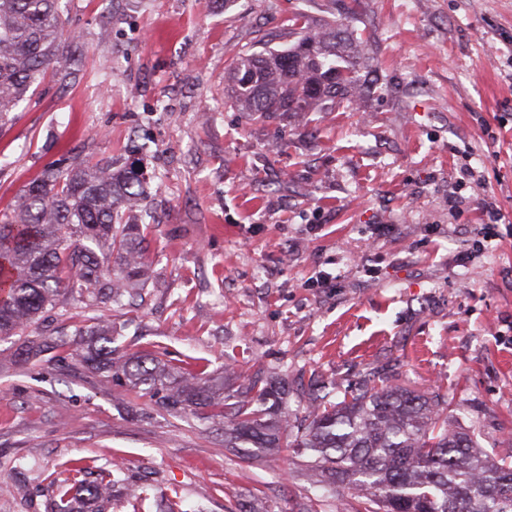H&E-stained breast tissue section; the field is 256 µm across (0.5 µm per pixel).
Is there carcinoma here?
I'll list each match as a JSON object with an SVG mask.
<instances>
[{"instance_id":"carcinoma-1","label":"carcinoma","mask_w":512,"mask_h":512,"mask_svg":"<svg viewBox=\"0 0 512 512\" xmlns=\"http://www.w3.org/2000/svg\"><path fill=\"white\" fill-rule=\"evenodd\" d=\"M59 0H0V121L14 112L66 47ZM370 51L327 20L306 22L281 51L236 54L224 72L229 99L241 112L288 120L326 112L371 92ZM139 161L70 159L28 182L0 215V342L32 327L68 299L94 312L69 356L109 383L154 399L165 411L207 410L224 423V447L245 459L266 448H295L308 457V477L354 500L353 512H512V464L477 448L448 424L440 395L364 383L343 400L309 390L310 410L294 424L281 405L285 386L245 378L229 394L204 369L174 372L156 359L112 346V324L96 313L147 285L144 252L151 217L148 180ZM37 336L23 354L65 349ZM58 486L51 512L110 501L116 480L87 479L75 466Z\"/></svg>"}]
</instances>
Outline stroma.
I'll return each instance as SVG.
<instances>
[{"label":"stroma","instance_id":"35a3bbf8","mask_svg":"<svg viewBox=\"0 0 512 512\" xmlns=\"http://www.w3.org/2000/svg\"><path fill=\"white\" fill-rule=\"evenodd\" d=\"M344 0H60L77 51L0 126V211L45 167L142 151L153 180L144 302L115 345L174 367L337 393L369 375L438 391L487 455H512V0H361L371 94L267 121L225 104L232 54L284 49ZM495 198V240L475 247ZM332 288L312 284L318 273ZM87 312L45 313L69 345ZM120 465L108 512H336L302 457L244 462L224 427L171 415L74 359L0 344V512H49L69 463Z\"/></svg>","mask_w":512,"mask_h":512}]
</instances>
